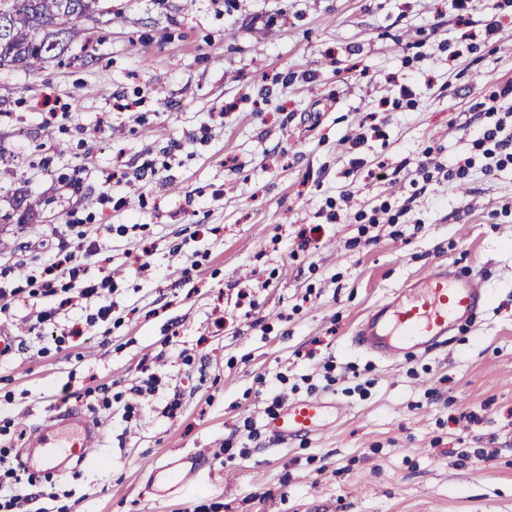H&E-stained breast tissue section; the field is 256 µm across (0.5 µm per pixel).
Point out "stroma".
I'll return each instance as SVG.
<instances>
[{
	"label": "stroma",
	"instance_id": "obj_1",
	"mask_svg": "<svg viewBox=\"0 0 512 512\" xmlns=\"http://www.w3.org/2000/svg\"><path fill=\"white\" fill-rule=\"evenodd\" d=\"M107 5L64 55L0 69V213L35 205L0 223V448L100 421L93 457L37 485L65 512H512V167L485 174L474 145L512 42L461 40L451 0ZM381 205L395 223L368 222ZM80 234L75 283L48 279ZM437 261L480 273L488 306L396 363L357 349ZM106 267L40 320L45 287ZM277 395L345 411L284 442Z\"/></svg>",
	"mask_w": 512,
	"mask_h": 512
}]
</instances>
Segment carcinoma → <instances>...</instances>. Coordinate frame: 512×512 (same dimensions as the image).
I'll return each mask as SVG.
<instances>
[{
	"instance_id": "cac0c4a2",
	"label": "carcinoma",
	"mask_w": 512,
	"mask_h": 512,
	"mask_svg": "<svg viewBox=\"0 0 512 512\" xmlns=\"http://www.w3.org/2000/svg\"><path fill=\"white\" fill-rule=\"evenodd\" d=\"M105 0H0V69H33L64 52L59 36L96 20Z\"/></svg>"
}]
</instances>
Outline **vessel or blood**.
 Instances as JSON below:
<instances>
[{"label":"vessel or blood","instance_id":"b4317fda","mask_svg":"<svg viewBox=\"0 0 512 512\" xmlns=\"http://www.w3.org/2000/svg\"><path fill=\"white\" fill-rule=\"evenodd\" d=\"M482 278L461 275L449 265L438 263L414 284L397 289L380 302L356 327V348L381 359H399L412 350L428 349L445 339L461 319L477 316L485 304ZM331 402L320 398L299 399L288 404L271 423L282 438L289 439L322 431ZM90 446L100 435L98 424L71 411L41 429L35 450L27 456L32 470H44L58 457L76 455L71 436Z\"/></svg>","mask_w":512,"mask_h":512}]
</instances>
